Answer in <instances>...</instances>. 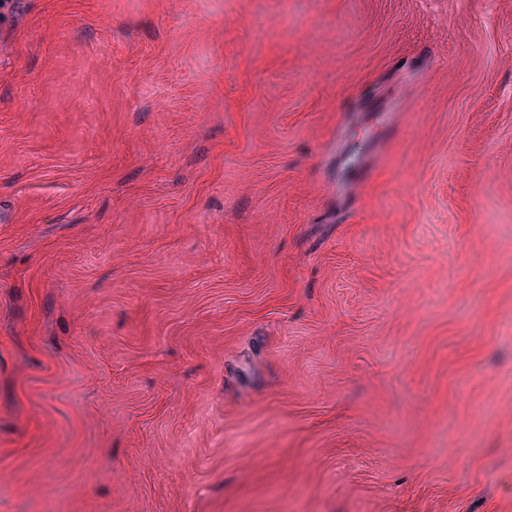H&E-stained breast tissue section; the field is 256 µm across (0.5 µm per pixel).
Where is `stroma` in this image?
<instances>
[{
	"instance_id": "35a3bbf8",
	"label": "stroma",
	"mask_w": 512,
	"mask_h": 512,
	"mask_svg": "<svg viewBox=\"0 0 512 512\" xmlns=\"http://www.w3.org/2000/svg\"><path fill=\"white\" fill-rule=\"evenodd\" d=\"M0 512H512V0H19Z\"/></svg>"
}]
</instances>
